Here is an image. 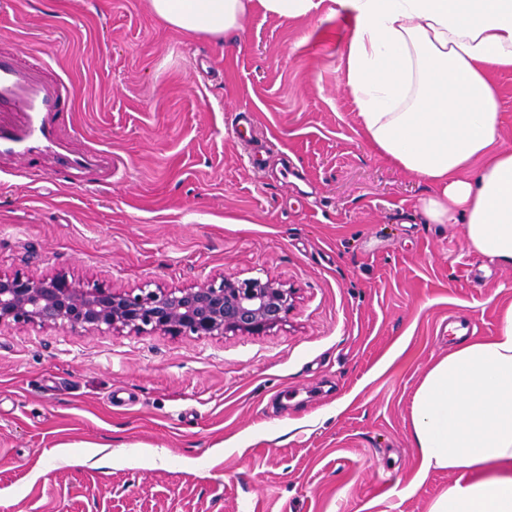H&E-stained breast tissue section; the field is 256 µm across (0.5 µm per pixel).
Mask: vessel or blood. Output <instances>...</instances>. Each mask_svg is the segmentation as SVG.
Returning a JSON list of instances; mask_svg holds the SVG:
<instances>
[{
  "mask_svg": "<svg viewBox=\"0 0 512 512\" xmlns=\"http://www.w3.org/2000/svg\"><path fill=\"white\" fill-rule=\"evenodd\" d=\"M70 83L0 49V178L55 176L78 187L112 181V154L74 145Z\"/></svg>",
  "mask_w": 512,
  "mask_h": 512,
  "instance_id": "1",
  "label": "vessel or blood"
}]
</instances>
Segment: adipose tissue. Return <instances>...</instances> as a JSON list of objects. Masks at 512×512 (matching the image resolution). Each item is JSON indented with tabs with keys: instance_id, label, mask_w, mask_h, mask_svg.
Segmentation results:
<instances>
[{
	"instance_id": "ef3b65f1",
	"label": "adipose tissue",
	"mask_w": 512,
	"mask_h": 512,
	"mask_svg": "<svg viewBox=\"0 0 512 512\" xmlns=\"http://www.w3.org/2000/svg\"><path fill=\"white\" fill-rule=\"evenodd\" d=\"M296 18L313 0H148L192 36L239 30L253 3ZM355 18L343 82L373 152L432 183L426 223L464 226L469 251L512 267V148L497 144L493 75L512 70V0H337ZM424 374L411 404L418 478L472 472L428 512H512V305L494 335L466 336Z\"/></svg>"
}]
</instances>
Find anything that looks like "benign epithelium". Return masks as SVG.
Listing matches in <instances>:
<instances>
[{"instance_id": "7a95c632", "label": "benign epithelium", "mask_w": 512, "mask_h": 512, "mask_svg": "<svg viewBox=\"0 0 512 512\" xmlns=\"http://www.w3.org/2000/svg\"><path fill=\"white\" fill-rule=\"evenodd\" d=\"M293 299L292 288L269 277H224L189 288L123 291L64 274L0 275V324L149 328L176 336L254 335L280 324Z\"/></svg>"}]
</instances>
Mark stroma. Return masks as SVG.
<instances>
[{
  "label": "stroma",
  "mask_w": 512,
  "mask_h": 512,
  "mask_svg": "<svg viewBox=\"0 0 512 512\" xmlns=\"http://www.w3.org/2000/svg\"><path fill=\"white\" fill-rule=\"evenodd\" d=\"M354 28L335 0L222 38L147 0H0V48L68 80L77 146L112 152L108 186L0 181V274L295 290L260 335L1 324L0 512H427L469 479L416 481L411 403L449 322L495 334L512 269L368 146Z\"/></svg>",
  "instance_id": "stroma-1"
}]
</instances>
